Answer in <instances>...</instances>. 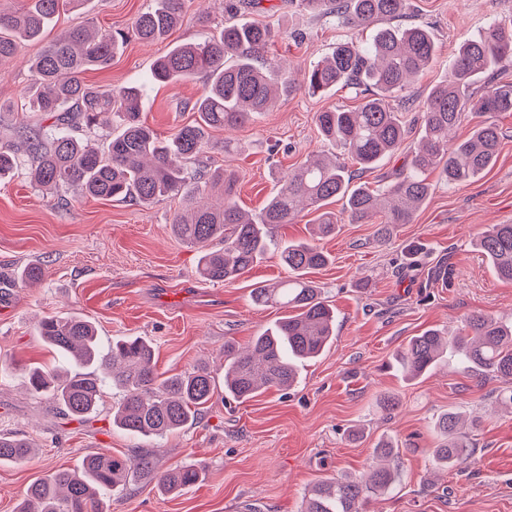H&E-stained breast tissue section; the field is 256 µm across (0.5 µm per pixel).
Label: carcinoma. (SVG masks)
I'll list each match as a JSON object with an SVG mask.
<instances>
[{
  "mask_svg": "<svg viewBox=\"0 0 512 512\" xmlns=\"http://www.w3.org/2000/svg\"><path fill=\"white\" fill-rule=\"evenodd\" d=\"M62 1L81 2L34 0L22 12L0 9V63L14 59L22 42L39 39ZM186 2L155 0L152 10L134 19L129 33L89 23L43 45L31 64L28 98L31 111L50 114L55 121L47 131H17L21 148L0 151V178L24 166L45 190L144 205L177 196L182 208L172 218V234L198 250L205 280L231 283L274 244L273 230L292 223L305 209L321 211V234L330 236L336 232V215L323 207L339 197L352 223L377 225V238L385 242L396 225L412 223L427 201V172L437 169L448 184L459 185L494 165L500 143L495 117L512 112V83L494 79L500 68L512 66V20L497 21L460 42L448 76L430 90L423 112L413 116L409 99L401 98L395 107L391 98L433 62V34L421 23L379 26L405 16L409 0H299L304 9L333 16L344 27L377 25L371 41L337 43L300 80L283 65L259 62L272 38L269 27L226 23L218 36L176 45L153 63L156 83L201 78L207 86L192 107L199 121L162 139L140 119L139 87L97 90L84 82L83 73L107 67L130 33L144 42L165 38L182 21ZM480 78L490 83L481 94L474 91ZM338 86L363 96L361 106L319 112L316 125L323 141L347 154L358 171L335 154L312 155L279 181L259 217L245 213L236 201L235 175L201 160L208 149L207 129L242 126L281 96L302 90L325 95ZM103 114L115 118L117 131L99 148L82 132L97 127ZM466 120L468 136L449 139ZM414 136L417 147L390 182L375 188L355 183ZM475 248L499 277L512 280V224L493 225ZM277 250L288 277L275 286L252 289L251 297L257 305L292 307L297 314L259 333L244 351L224 342V394L237 400L290 387L296 364L319 356L334 336V310L322 288L304 278L307 270L326 266L329 254L303 241H285ZM38 333L55 352L92 368L65 379L53 369L28 370V390L51 393L78 420L96 413L104 389L112 387L121 393L112 425L133 437L162 438L196 421L215 394V380L204 367L161 376L153 366V347L143 338L118 340L103 354L94 324L75 315L47 316ZM450 348L464 370L512 383V323L480 313L467 317L453 335L429 328L412 337L395 352L394 365L406 379H417ZM460 423V415L450 411L434 424L442 442L433 453L447 468L471 456ZM33 451L26 440L0 432V463L23 464ZM374 457L376 465L365 474L317 481L301 512H367L368 503L391 492L398 479V468L383 463L394 458L391 444L379 443ZM199 477L194 464L159 471L148 448L130 456L107 449L87 456L77 470H57L31 482L16 512H104V494L131 479L153 481L169 493L194 485Z\"/></svg>",
  "mask_w": 512,
  "mask_h": 512,
  "instance_id": "obj_1",
  "label": "carcinoma"
}]
</instances>
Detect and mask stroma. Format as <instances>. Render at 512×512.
Instances as JSON below:
<instances>
[{
    "label": "stroma",
    "instance_id": "1",
    "mask_svg": "<svg viewBox=\"0 0 512 512\" xmlns=\"http://www.w3.org/2000/svg\"><path fill=\"white\" fill-rule=\"evenodd\" d=\"M153 0H84L61 10L60 32L93 20L104 30L124 29ZM512 18V0H412L406 20L429 26L437 43L432 66L405 94L422 111L430 88L448 72L457 45L491 23ZM263 23L276 32L267 56L302 74L337 42L369 41L371 29L351 30L335 19L302 10L297 0H191L181 24L163 40L127 41L110 65L86 71L85 83L101 89L140 86L142 120L160 137L199 119L192 106L204 92L200 79L150 85L156 58L174 45L201 42L225 21ZM41 42L22 46L0 65V144L14 129L49 127L51 115L31 112L26 93L32 82L29 59ZM362 98L337 88L323 96L297 92L280 98L254 121L208 131L207 161L234 173L238 204L260 214L276 189L280 172L323 151L315 113L354 110ZM501 130L494 166L474 181L448 185L439 172L427 180L431 195L410 224L380 242L372 224L350 223L343 201L329 204L337 218L333 235L315 239L317 212H301L274 231L276 238L318 240L330 255L311 271L336 315L335 336L317 358L299 369L289 389H272L241 401L214 397L196 422L164 439H136L112 426L118 391L105 390L87 420L66 415L49 394L31 395L26 368L52 363L37 335L38 320L76 315L95 324L101 347L113 339L140 336L152 343L156 369L171 376L208 367L224 374V343L247 348L258 332L288 316L285 308L253 304L250 291L285 279L277 252H267L236 282L200 277L199 254L170 229L180 200L150 205L84 197L60 205L37 188L26 170L0 180V431L34 444L37 453L22 465H0V512H16L24 489L36 477L79 468L87 455L108 449L130 454L156 451L159 470L184 463L201 471L192 487L165 494L155 485L130 482L110 492L106 512H300L305 490L322 477L359 474L376 444H393L400 480L374 500L369 512H512V413L495 408L502 380L440 364L413 381L391 366L392 355L429 328L455 331L467 316L482 313L512 319V281L495 275L473 241L488 225L512 224V113L498 116ZM424 243L415 258L405 247ZM453 266L449 279L428 281L440 256ZM42 266L39 282H22L23 267ZM395 397L385 411L379 401ZM477 421L473 461L440 466L432 450L433 429L445 412Z\"/></svg>",
    "mask_w": 512,
    "mask_h": 512
}]
</instances>
